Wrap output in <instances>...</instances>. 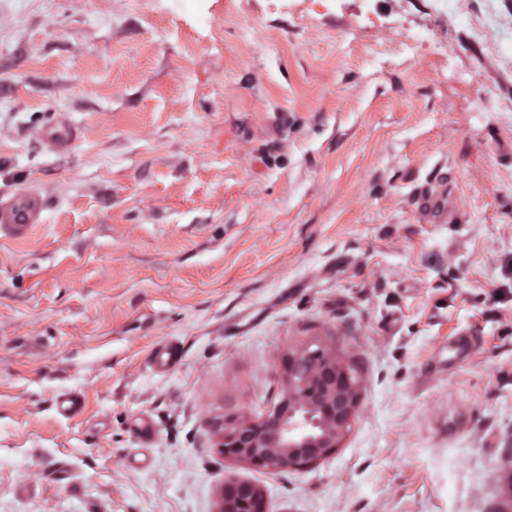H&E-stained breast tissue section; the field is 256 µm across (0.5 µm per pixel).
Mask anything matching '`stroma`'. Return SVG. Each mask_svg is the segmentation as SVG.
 I'll return each instance as SVG.
<instances>
[{"label": "stroma", "instance_id": "stroma-1", "mask_svg": "<svg viewBox=\"0 0 512 512\" xmlns=\"http://www.w3.org/2000/svg\"><path fill=\"white\" fill-rule=\"evenodd\" d=\"M500 52L431 0H0V189L49 198L0 239V512H214L234 481L266 512H512ZM58 112L64 157L35 136ZM443 171L458 220L419 223ZM313 334L359 367L350 433L299 470L226 460L212 421L261 417ZM81 132L80 125L68 113L59 112L38 131L37 136L49 153L64 156L71 153Z\"/></svg>", "mask_w": 512, "mask_h": 512}]
</instances>
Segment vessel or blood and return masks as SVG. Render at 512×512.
I'll return each instance as SVG.
<instances>
[{
	"instance_id": "1",
	"label": "vessel or blood",
	"mask_w": 512,
	"mask_h": 512,
	"mask_svg": "<svg viewBox=\"0 0 512 512\" xmlns=\"http://www.w3.org/2000/svg\"><path fill=\"white\" fill-rule=\"evenodd\" d=\"M82 129L68 113H57L37 133L45 149L54 155L71 153ZM48 200L37 186L0 191V238L24 240L45 224ZM416 211L422 223L448 224L454 222L456 212L448 200L445 175H436L416 197Z\"/></svg>"
}]
</instances>
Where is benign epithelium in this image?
Returning <instances> with one entry per match:
<instances>
[{"label": "benign epithelium", "mask_w": 512, "mask_h": 512, "mask_svg": "<svg viewBox=\"0 0 512 512\" xmlns=\"http://www.w3.org/2000/svg\"><path fill=\"white\" fill-rule=\"evenodd\" d=\"M362 392L356 366L325 336L288 348L279 400L259 419L226 414L214 429L224 457L270 471L318 463L339 447L355 422ZM215 512H266L263 490L251 482L219 489Z\"/></svg>", "instance_id": "1"}]
</instances>
